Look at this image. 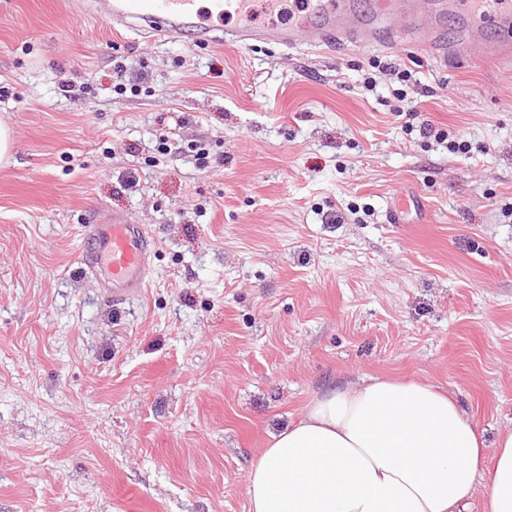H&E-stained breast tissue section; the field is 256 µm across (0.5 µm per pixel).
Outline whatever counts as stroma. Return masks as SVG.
<instances>
[{
    "instance_id": "obj_1",
    "label": "stroma",
    "mask_w": 512,
    "mask_h": 512,
    "mask_svg": "<svg viewBox=\"0 0 512 512\" xmlns=\"http://www.w3.org/2000/svg\"><path fill=\"white\" fill-rule=\"evenodd\" d=\"M81 3L0 0V512H248L270 436L365 376L512 430V63L407 33L190 47ZM392 61L469 153L392 112ZM112 213L159 242L118 305L76 261Z\"/></svg>"
}]
</instances>
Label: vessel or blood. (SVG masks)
Returning a JSON list of instances; mask_svg holds the SVG:
<instances>
[{
  "label": "vessel or blood",
  "instance_id": "1",
  "mask_svg": "<svg viewBox=\"0 0 512 512\" xmlns=\"http://www.w3.org/2000/svg\"><path fill=\"white\" fill-rule=\"evenodd\" d=\"M199 0H109L108 17L113 25L129 27L144 36L163 35L186 38L190 43L210 42L212 17L236 19L230 34L243 45H316L339 39L393 41L392 32L380 20L398 14L409 22L431 16L429 25L419 31L421 44L439 43L444 14L463 17L456 38L448 44L452 56L466 54L474 35L468 22V0H376L373 11L358 9L355 0H310L305 15L288 24H259L253 20L248 0H212L211 9L199 8ZM486 25L498 29L501 36L486 47L487 58L512 60V0H498L494 10L483 17ZM158 242L144 225L128 223L115 214L87 225L85 243L78 263L85 273L103 282L110 298L125 302L140 297L149 284Z\"/></svg>",
  "mask_w": 512,
  "mask_h": 512
}]
</instances>
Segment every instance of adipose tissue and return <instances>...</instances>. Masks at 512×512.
<instances>
[{
  "label": "adipose tissue",
  "mask_w": 512,
  "mask_h": 512,
  "mask_svg": "<svg viewBox=\"0 0 512 512\" xmlns=\"http://www.w3.org/2000/svg\"><path fill=\"white\" fill-rule=\"evenodd\" d=\"M246 486L249 512H512V431L487 444L455 397L368 376L271 435Z\"/></svg>",
  "instance_id": "1"
}]
</instances>
